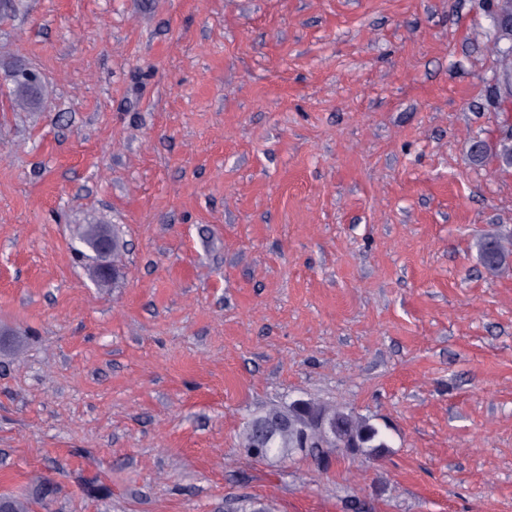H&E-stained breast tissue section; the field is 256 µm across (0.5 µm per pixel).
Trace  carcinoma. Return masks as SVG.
Listing matches in <instances>:
<instances>
[{
	"label": "carcinoma",
	"instance_id": "1",
	"mask_svg": "<svg viewBox=\"0 0 512 512\" xmlns=\"http://www.w3.org/2000/svg\"><path fill=\"white\" fill-rule=\"evenodd\" d=\"M12 106L18 112H35L39 96L27 82L14 79ZM495 155L505 167H512V138L497 140ZM479 259L491 276L497 277L512 269V236L489 234L478 242ZM322 405L306 402L302 406L273 405L251 419L241 433L242 447L265 449V459H286L293 452L317 442L311 410ZM331 417L336 420V441L349 444L357 442L364 448H383L385 442L380 431L366 419L351 411L331 407Z\"/></svg>",
	"mask_w": 512,
	"mask_h": 512
}]
</instances>
